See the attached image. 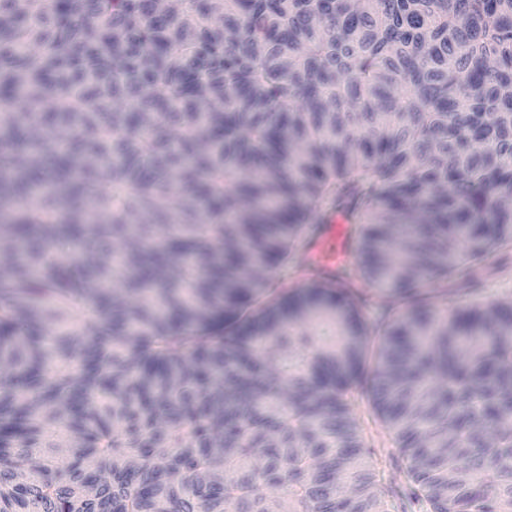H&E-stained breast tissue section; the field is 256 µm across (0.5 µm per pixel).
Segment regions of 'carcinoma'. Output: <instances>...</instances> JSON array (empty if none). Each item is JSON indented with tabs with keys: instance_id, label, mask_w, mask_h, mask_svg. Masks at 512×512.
<instances>
[{
	"instance_id": "carcinoma-1",
	"label": "carcinoma",
	"mask_w": 512,
	"mask_h": 512,
	"mask_svg": "<svg viewBox=\"0 0 512 512\" xmlns=\"http://www.w3.org/2000/svg\"><path fill=\"white\" fill-rule=\"evenodd\" d=\"M6 100L0 512H512V0H0ZM322 225L309 257L332 271L348 259L352 225L343 213L331 214ZM500 263L506 264L511 267V276L507 272H498L494 268ZM489 267L491 268L482 283L467 292L460 298L462 307L466 306L470 301H477L486 304L501 303L512 301V255L511 257H504L498 254H492L488 259ZM441 288L439 282H431L423 287L421 300L414 306H418L423 303L432 304L435 302L433 297L434 289ZM414 307L398 306L391 299H387L385 305L381 308L374 309L368 314L370 324L376 325L379 323H387L392 319H395L401 314L407 313L409 310H413Z\"/></svg>"
}]
</instances>
